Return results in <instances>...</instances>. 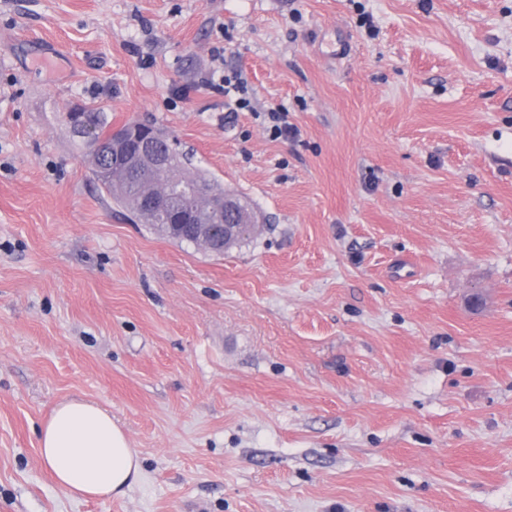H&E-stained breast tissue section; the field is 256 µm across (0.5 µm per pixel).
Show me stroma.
Listing matches in <instances>:
<instances>
[{
	"label": "stroma",
	"mask_w": 512,
	"mask_h": 512,
	"mask_svg": "<svg viewBox=\"0 0 512 512\" xmlns=\"http://www.w3.org/2000/svg\"><path fill=\"white\" fill-rule=\"evenodd\" d=\"M76 103L260 234L132 223ZM72 398L138 452L123 497L43 464ZM0 512H512V0H0ZM246 82L241 73L235 72L224 75V95L230 97L237 109L249 108L250 102L246 98ZM252 223H253V221L251 223H242V222L235 221L231 225H225V229L227 230V228H231L234 230V232H240L245 229L252 228ZM257 231H258V227H257V225H255L249 231H244L241 234H239L238 236H235L233 238H228L227 240L224 241V249L223 250H206V249H204V250H206L207 252H210L212 254H215L217 256L224 255V252H227L228 250H230L234 247L241 246V244L254 238Z\"/></svg>",
	"instance_id": "obj_1"
}]
</instances>
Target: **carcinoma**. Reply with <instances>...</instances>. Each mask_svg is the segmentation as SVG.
<instances>
[{
    "label": "carcinoma",
    "instance_id": "1",
    "mask_svg": "<svg viewBox=\"0 0 512 512\" xmlns=\"http://www.w3.org/2000/svg\"><path fill=\"white\" fill-rule=\"evenodd\" d=\"M87 128L92 130L95 140L105 145L110 141L112 127L104 113L88 106L82 107ZM85 152L90 157L89 170L93 179L104 188L112 198L126 208L136 224H149L159 234L179 243L197 245L195 239L184 232L173 235L160 225V216L155 207L145 203L144 198L150 187L145 185L148 179L146 174L133 173L119 169L120 163L111 160L102 154V151L91 145L85 146ZM187 159L182 154L174 155V163L163 171L153 172L154 181L165 183H180L196 186L200 189L201 196L195 199L193 209L210 212V220L213 221L214 236L219 238L224 235L222 223L229 222L230 215L218 213L220 201L227 197L224 185L201 170L190 171L186 169ZM258 231L253 227L248 231L224 241V249L215 250L213 254L219 256L224 252L237 247L252 238Z\"/></svg>",
    "mask_w": 512,
    "mask_h": 512
}]
</instances>
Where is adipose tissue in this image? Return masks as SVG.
<instances>
[{"mask_svg": "<svg viewBox=\"0 0 512 512\" xmlns=\"http://www.w3.org/2000/svg\"><path fill=\"white\" fill-rule=\"evenodd\" d=\"M39 448L57 486L75 498L122 497L141 475L125 432L90 401L59 403L39 432Z\"/></svg>", "mask_w": 512, "mask_h": 512, "instance_id": "obj_1", "label": "adipose tissue"}]
</instances>
